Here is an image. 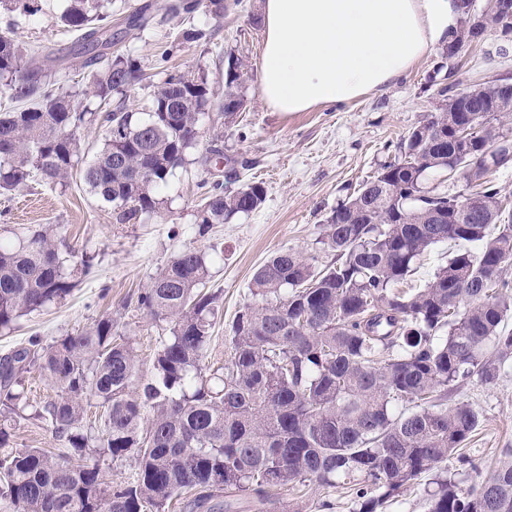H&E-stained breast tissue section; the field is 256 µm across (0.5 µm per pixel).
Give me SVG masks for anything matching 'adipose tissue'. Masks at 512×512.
Returning a JSON list of instances; mask_svg holds the SVG:
<instances>
[{"label":"adipose tissue","instance_id":"1","mask_svg":"<svg viewBox=\"0 0 512 512\" xmlns=\"http://www.w3.org/2000/svg\"><path fill=\"white\" fill-rule=\"evenodd\" d=\"M460 15L458 0H265L262 98L306 112L379 91L445 44Z\"/></svg>","mask_w":512,"mask_h":512}]
</instances>
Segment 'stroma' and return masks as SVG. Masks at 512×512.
Here are the masks:
<instances>
[{"label":"stroma","instance_id":"obj_1","mask_svg":"<svg viewBox=\"0 0 512 512\" xmlns=\"http://www.w3.org/2000/svg\"><path fill=\"white\" fill-rule=\"evenodd\" d=\"M169 2L103 0L119 34L116 49L137 59L144 73L142 82L127 94L126 105L135 112L148 111L151 93L165 77L157 63L163 46L187 26L207 30L206 42L183 47L170 62L172 70L202 75L208 83L210 101L199 119L198 142L157 192L155 213L134 224L115 223L111 205L90 193L82 181L81 166L92 160L105 136L98 125L81 132L80 166L73 169L66 186L33 182L0 193V239L13 241L27 228L53 224L75 253L94 254L97 263L95 277L80 281L64 301L23 317L15 330L0 335V356L26 346L33 337L47 345L79 333L108 314L134 343L142 362L150 363L167 336L166 324L141 318L134 309L137 294L177 251L195 247L208 254V288L222 293L224 319L213 329L208 355L209 363L222 364L226 323L248 301V287L260 265L289 247L330 262V255L318 253L316 246L326 218L397 155L408 132L435 110L440 90L449 86L463 92L503 76L512 78V45L489 33L453 62L444 47L434 48L392 85L352 102L307 112H275L265 105L259 88L263 31L253 18L261 13V0H226L220 19L201 11L175 17L166 11ZM146 3L152 13L149 25L129 28L127 15ZM40 5V12L30 18L1 11L0 32L9 31L25 48L59 57L61 78L71 79L87 55L77 32L59 20L68 2L40 0ZM231 54L248 67L240 85L246 107L228 123L219 105ZM217 129L224 132V162L202 164L201 155ZM216 181L228 193L252 181L263 183L265 200L254 212L216 225L202 236V200ZM457 396L480 416L477 429L463 444L461 459L448 463L456 483L467 489L489 477L502 450L512 448V368H504L494 386L468 384ZM11 433L14 447L45 448L64 458L70 454L64 441L39 421L16 420ZM269 494L296 512H349L354 496L345 486L314 484L275 487Z\"/></svg>","mask_w":512,"mask_h":512}]
</instances>
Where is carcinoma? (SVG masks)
I'll return each instance as SVG.
<instances>
[{
	"instance_id": "cac0c4a2",
	"label": "carcinoma",
	"mask_w": 512,
	"mask_h": 512,
	"mask_svg": "<svg viewBox=\"0 0 512 512\" xmlns=\"http://www.w3.org/2000/svg\"><path fill=\"white\" fill-rule=\"evenodd\" d=\"M203 10L224 16V0H175L174 16ZM60 21L87 41L95 65L83 81L56 79L54 61L0 34V95L17 106L0 111V191L38 177L65 184L78 162V133L106 127L102 147L82 171L90 192L126 224L156 209L155 197L197 144L208 104L202 77L166 71L152 111L141 116L119 94L142 81L139 62L97 51L112 41V15L100 0H70ZM202 28L180 31L162 52L165 63ZM246 62L228 54L224 116L245 103ZM459 94L440 91L436 111L409 131L400 153L371 181L340 202L317 243L334 262L293 248L273 254L254 273L251 301L228 328L224 365L207 372L221 296L206 290L204 252L186 248L151 277L135 301L140 316L165 321L149 369L117 321L103 315L86 330L47 346L0 358V512H166L186 496L190 512H232L221 493L257 499L260 512H288L272 487L314 483L356 489L350 512H380L425 473L435 472L427 512H512V448L491 476L464 491L446 463L479 425L467 402L448 394L468 382L491 386L512 362V204L489 175L512 152V92L490 81ZM469 129L476 160L454 156L448 130ZM460 165L465 193L426 186ZM250 182L233 193L212 183L198 232L247 215L264 202ZM57 229L31 228L0 241V333L26 315L69 296L93 276L94 256H59ZM478 245L448 257L423 288L399 284L419 257L440 242ZM37 369L55 389L30 397ZM34 418L66 440L70 457L43 448L16 449L9 422ZM132 458L133 479L107 482L101 462Z\"/></svg>"
}]
</instances>
